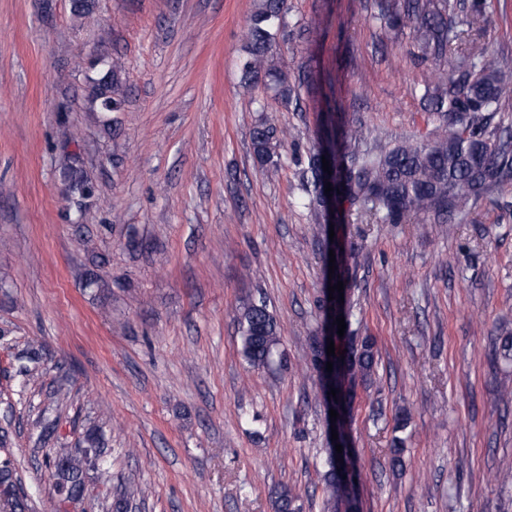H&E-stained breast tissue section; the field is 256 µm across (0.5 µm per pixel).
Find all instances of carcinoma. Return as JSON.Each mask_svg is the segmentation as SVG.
Returning <instances> with one entry per match:
<instances>
[{
    "label": "carcinoma",
    "instance_id": "obj_1",
    "mask_svg": "<svg viewBox=\"0 0 512 512\" xmlns=\"http://www.w3.org/2000/svg\"><path fill=\"white\" fill-rule=\"evenodd\" d=\"M285 0H261L248 30L247 57L242 65L244 87L250 88L264 75L277 95L289 102L297 95L288 76L269 64L274 35L283 25ZM375 18L384 21L395 37L408 31L418 45V57L438 66L436 82L425 89L426 106L440 115V131L430 140H404L377 154L359 155L351 150L358 131L340 125L332 128L308 159L314 174L307 190V205L323 213L326 183H331L341 209L336 228L363 218L378 224H404L431 218L455 224L468 208L487 197L490 190L512 177V126L494 125L496 114L512 105V65L498 50L471 37L473 25L489 22L486 0H375ZM101 102L119 112L124 99L115 83L100 92ZM254 155L261 167L275 166L281 146L280 131L262 118L253 127ZM331 165L329 181L322 178V155ZM344 316L351 326L349 305L330 301L325 306L323 337L336 344L333 356L312 345L310 363L321 382L322 395L338 413L334 425L342 454L330 448L323 476L324 506L334 512L341 503L356 509V461L349 448L347 427L348 389L358 379L371 378L375 365V342L365 336L357 343L340 344L330 333L336 318ZM241 353L253 367L270 366L279 353L280 330L275 316L263 302L244 306L239 320ZM345 354H339V351ZM19 373L31 377L38 363L37 352L28 349L17 356ZM333 371H326L327 362ZM338 390L336 396L330 389ZM54 477L59 503L84 496L87 471L103 462L104 448L97 432H86L76 448H51L46 454ZM0 498L7 512H25L15 469L9 458L0 459ZM276 512H303L300 496L290 489L280 491Z\"/></svg>",
    "mask_w": 512,
    "mask_h": 512
}]
</instances>
